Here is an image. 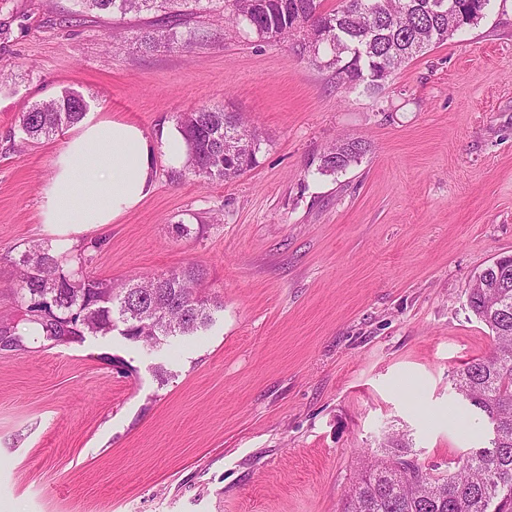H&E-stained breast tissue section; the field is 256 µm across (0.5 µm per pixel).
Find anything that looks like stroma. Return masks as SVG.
<instances>
[{
	"label": "stroma",
	"mask_w": 512,
	"mask_h": 512,
	"mask_svg": "<svg viewBox=\"0 0 512 512\" xmlns=\"http://www.w3.org/2000/svg\"><path fill=\"white\" fill-rule=\"evenodd\" d=\"M155 20L0 8V326L23 313L14 263L34 241L116 283L201 266L213 305L155 347L117 329L0 347V512H341L394 434L453 470L486 440L453 382L490 348L466 290L512 255V0L377 95L219 11L181 17L202 34L188 50L137 52ZM66 89L156 142L195 108L244 113L257 164L175 178L157 150L140 205L58 238L40 207L66 135L20 144L19 119ZM341 136L370 149L321 173Z\"/></svg>",
	"instance_id": "obj_1"
}]
</instances>
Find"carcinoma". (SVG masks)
<instances>
[{
  "mask_svg": "<svg viewBox=\"0 0 512 512\" xmlns=\"http://www.w3.org/2000/svg\"><path fill=\"white\" fill-rule=\"evenodd\" d=\"M491 0H338L324 10L322 0H77L87 10L119 16L154 12L160 25L136 36L137 49L146 52L163 40L183 50L199 34L176 30L169 23L175 9L200 10L204 5L224 11L225 22L241 26L270 42L295 41L305 55L311 36L321 38L322 49L313 64L332 70L336 85L348 91L376 92L385 87L405 63L456 32L477 24ZM460 9L464 20L448 24V4ZM87 102L78 92L64 90L58 97L38 102L23 113L22 140L50 137L77 123ZM177 129L186 146V170L207 180L227 182L257 164L224 159V138L234 134L261 142L256 129L235 112L201 107L181 114ZM369 151L359 138H341L321 156L319 170L337 174ZM89 259L78 257L66 270L51 248L31 245L16 262L17 294L28 303L27 313L6 327L19 345L37 336L56 345L83 340V336L112 333L116 323L135 330L154 345L171 336H190L212 322L208 298L200 294L202 271L189 265L153 278L150 284L132 278L117 289L112 281L87 274ZM500 269L475 276L467 289L474 316L492 332L489 353L459 370L458 393L499 433L485 447L464 454L454 471L433 474L410 457L402 441H389L383 459L370 462L358 474L342 512H512V256ZM47 299L54 314H38L39 300Z\"/></svg>",
  "mask_w": 512,
  "mask_h": 512,
  "instance_id": "cac0c4a2",
  "label": "carcinoma"
}]
</instances>
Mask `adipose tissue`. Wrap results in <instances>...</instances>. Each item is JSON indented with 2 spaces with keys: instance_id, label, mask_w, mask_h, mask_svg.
Segmentation results:
<instances>
[{
  "instance_id": "1",
  "label": "adipose tissue",
  "mask_w": 512,
  "mask_h": 512,
  "mask_svg": "<svg viewBox=\"0 0 512 512\" xmlns=\"http://www.w3.org/2000/svg\"><path fill=\"white\" fill-rule=\"evenodd\" d=\"M155 151L139 126L86 114L53 161L42 223L79 231L136 208L153 188Z\"/></svg>"
}]
</instances>
